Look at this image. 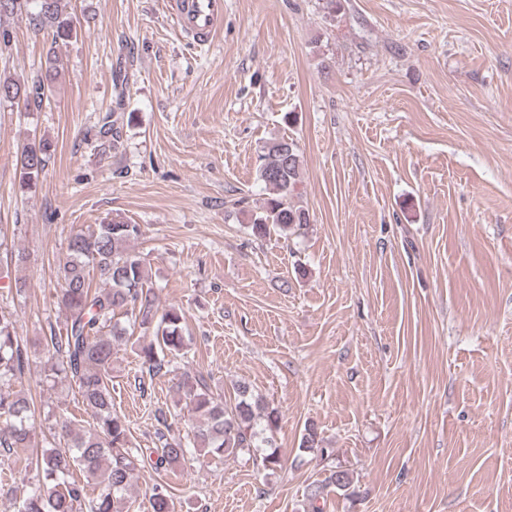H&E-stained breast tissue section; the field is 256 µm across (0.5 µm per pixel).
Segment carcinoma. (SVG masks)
<instances>
[{
  "mask_svg": "<svg viewBox=\"0 0 512 512\" xmlns=\"http://www.w3.org/2000/svg\"><path fill=\"white\" fill-rule=\"evenodd\" d=\"M23 11L33 28H53L54 40L73 37V26L61 17L60 0H0V17ZM49 80L48 74L1 78L0 100L39 104L50 91ZM54 156L55 147L47 139L24 147L17 156L20 186L36 189ZM258 160L259 179L268 197L250 213L253 236L261 238L276 227L300 229L309 224V211L294 202L301 174L296 140L268 143ZM141 236V225L122 218L78 229L68 239L66 260L60 267L64 285L56 299L65 318L62 327L50 329L42 338L49 354L44 382L52 389L77 390L84 411L94 421L91 431H73L67 411L50 408L47 416L60 426L62 441L35 452L39 441L30 422V403L15 390L16 382L29 370V358L15 321L0 313V450L25 459L39 475L34 481L22 479L17 512H130L128 491L135 472L150 455L147 449L133 446L126 418L112 410L114 350L135 329L153 330V343L139 352L151 379L173 372L188 354L183 312L175 307L159 309L145 258L129 250V244ZM95 276L101 282L97 288L92 285ZM182 388L192 423L181 435L167 424V415L160 414L166 431L158 433L161 451L155 470L180 465L201 449L216 458L246 453L272 472L285 466L274 440L279 413L249 387L236 388L231 407L209 391L200 374L183 372ZM77 471L83 473V480L74 478ZM351 482L349 470L338 467L311 491V498L326 487L345 491ZM91 485L97 490L94 495L88 493ZM149 503L151 512H173L172 496L164 484L153 488Z\"/></svg>",
  "mask_w": 512,
  "mask_h": 512,
  "instance_id": "obj_1",
  "label": "carcinoma"
}]
</instances>
